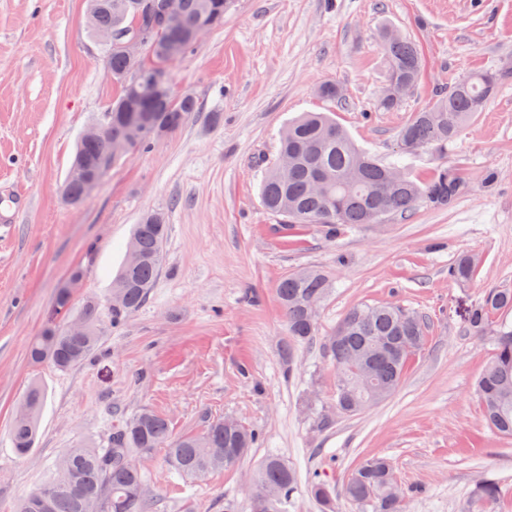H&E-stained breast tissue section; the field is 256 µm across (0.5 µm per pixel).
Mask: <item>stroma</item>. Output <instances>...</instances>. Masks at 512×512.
I'll use <instances>...</instances> for the list:
<instances>
[{"label": "stroma", "instance_id": "35a3bbf8", "mask_svg": "<svg viewBox=\"0 0 512 512\" xmlns=\"http://www.w3.org/2000/svg\"><path fill=\"white\" fill-rule=\"evenodd\" d=\"M87 12L88 0H0V200L17 190L29 198L0 236V512L49 480L63 449L106 447L144 408L177 436L224 419L260 434L235 464L196 479L171 473L156 450L142 463L151 512H252V477L270 456L297 473L286 512H358L341 488L370 456L391 461L405 512H465L487 475L504 485L497 512H512V439L485 423L476 393L492 339L466 327L488 289H512V77L447 148L407 160L418 178L460 172L468 188L448 209L421 204L331 238L317 224L284 232L260 194L283 130L305 112L330 114L360 148L394 161L414 112L512 58V0H234L223 24L172 65L174 93L192 94L199 112L125 153L75 206L62 185L76 144L119 92ZM385 26L422 58L418 83L391 112L377 105ZM326 82L341 98L319 96ZM151 210L165 213L168 232L146 303L82 365H32L28 343L58 288L78 270L75 300H107L133 226ZM463 253L479 270L458 284L448 268ZM308 267L328 272L333 290L318 308V340L296 345L289 365L276 288ZM386 302L425 318L423 349L390 397L337 414L321 339L353 306ZM34 382L45 402L20 458L11 413ZM316 479L331 488V508L311 494Z\"/></svg>", "mask_w": 512, "mask_h": 512}]
</instances>
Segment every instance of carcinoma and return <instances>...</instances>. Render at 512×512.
I'll list each match as a JSON object with an SVG mask.
<instances>
[{"mask_svg":"<svg viewBox=\"0 0 512 512\" xmlns=\"http://www.w3.org/2000/svg\"><path fill=\"white\" fill-rule=\"evenodd\" d=\"M163 0H90L88 22L92 36L112 31V43L102 45L104 68L120 84V93L108 109L112 119L94 125L96 133L84 136L73 166H96L110 146L124 144L132 150L177 131L187 116L197 111L190 94L173 96L171 85L156 76H172L171 41L182 39V51L197 44L190 34L210 31L224 20L232 0H183L181 12L164 17ZM380 31V47L386 58L387 76L413 84L422 68L417 46L404 38L390 40ZM143 40L144 54L127 56L125 39ZM504 73L478 71L457 81L428 108L414 113L398 135L397 156L413 155L454 140L466 123L484 111L495 95ZM145 114L149 124L143 133L123 118L130 106ZM279 153L292 157L288 174L277 165L264 173L261 195L265 206L283 217L282 229L295 224H319L330 237L341 226L376 224L390 216L406 217L420 202L445 208L454 203L465 187L459 173L442 167L426 181L404 173L400 182L386 183V172L403 169L399 163L384 164L358 148L348 134L328 117L307 113L283 131ZM64 196L71 203L83 198V182L67 178ZM167 237L165 214L145 213L135 225L132 240L139 259L125 261L115 278L109 298L112 317L104 316V305L94 297L75 302L68 289L56 292L54 310L39 335L28 345L35 364L48 363L60 370L83 364L98 350L100 341L122 314L139 309L160 273ZM478 263L462 255L448 269L458 283L472 281ZM331 290L330 277L315 268L295 271L282 278L276 288L284 312L289 343L282 348L286 362L293 360L294 345L317 337L316 319L307 308L321 302ZM512 309V290L491 288L471 307L468 327L483 334L492 316ZM79 322L83 335L71 336L69 324ZM494 353L477 382L485 421L504 437H512V324L502 322L490 330ZM425 341V324L417 315L395 303L357 305L336 330L323 340V348L336 367V412L344 416L360 413L364 401L376 403L390 396L401 384L413 356ZM44 393L30 386L15 408L11 431L17 455L32 449ZM257 434L240 424L213 423L201 435H171L167 420L150 409H142L115 430L104 448H68L60 456L55 476L37 488L39 497L27 495L18 512H150L151 500L138 492L146 485L135 457L151 455L166 447L165 461L177 474L204 476L233 465L257 441ZM393 466L385 457H370L358 464L343 486V496L361 512H404L403 495H395ZM297 489L295 470L278 457L268 458L260 468L253 496V512H277L291 501ZM503 495L495 477L484 478L470 497L466 512H494Z\"/></svg>","mask_w":512,"mask_h":512,"instance_id":"cac0c4a2","label":"carcinoma"}]
</instances>
